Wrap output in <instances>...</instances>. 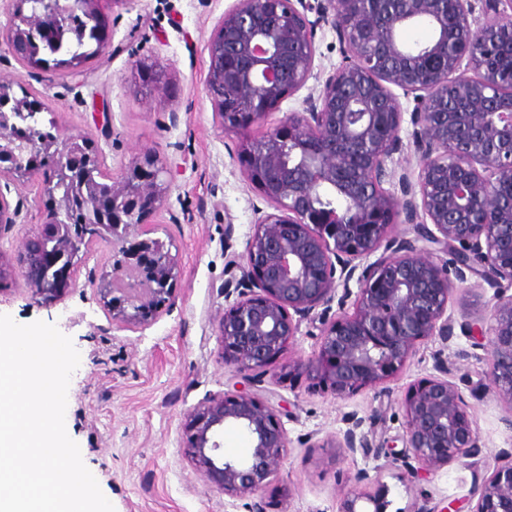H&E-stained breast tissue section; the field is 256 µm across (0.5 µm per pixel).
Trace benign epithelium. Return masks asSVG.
<instances>
[{
	"label": "benign epithelium",
	"instance_id": "benign-epithelium-1",
	"mask_svg": "<svg viewBox=\"0 0 512 512\" xmlns=\"http://www.w3.org/2000/svg\"><path fill=\"white\" fill-rule=\"evenodd\" d=\"M125 2L9 0L8 45L27 66L42 67L38 46L62 49L67 29L80 27L102 51L111 11ZM482 2L478 15L474 0H234L210 35L204 89L227 135L262 123L306 85L318 22L331 21L349 50L301 109L261 139L240 142L247 177L272 208L257 218L242 260L228 264L246 288L217 325L224 359L246 377L242 388L185 414L183 448L210 489L252 498L251 512H266L259 493L289 447L279 411L256 382L290 350L304 320L318 324L319 349L294 370L339 399L384 384L435 337L478 331L487 338L490 390L512 412V60L500 51L512 44V13L500 8L503 0ZM418 24L431 28L430 40L404 43L402 31ZM173 80L151 53L130 68V87L150 103ZM16 85L0 76V176L38 178L48 206L16 254L0 252V292L20 276L41 303L61 299L75 286V259L101 228L112 234V276L93 281L98 299L118 326L147 323L175 303L178 254L147 237L144 224L164 204L178 165L145 151L121 174L104 175L90 140L71 136L60 145L29 121L34 112ZM407 145L421 158L415 182L388 166ZM397 224L412 226L414 237L395 235ZM469 274L494 289L486 327L448 315L456 284ZM435 367L439 376L405 400V451L373 447L355 413L344 416L332 447L382 454L408 478L473 455L480 440L470 405L448 379V362L438 356ZM226 425L250 438L249 457L220 454ZM495 461L473 490V512H512V448ZM350 482L339 512H387L386 485L367 490L366 470Z\"/></svg>",
	"mask_w": 512,
	"mask_h": 512
}]
</instances>
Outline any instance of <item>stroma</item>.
I'll return each mask as SVG.
<instances>
[{
	"instance_id": "35a3bbf8",
	"label": "stroma",
	"mask_w": 512,
	"mask_h": 512,
	"mask_svg": "<svg viewBox=\"0 0 512 512\" xmlns=\"http://www.w3.org/2000/svg\"><path fill=\"white\" fill-rule=\"evenodd\" d=\"M0 0V74L17 78L40 109L42 123H54L59 138L83 135L99 150L105 174H118L144 150L175 160L179 169L160 209L149 219L151 237L177 250L180 273L176 303L147 324L117 328L100 306L93 280L112 265V241L94 239L75 270L76 286L60 302H37L23 280L0 294V314L19 324L44 321L71 338L80 354L72 374L65 421L67 433L83 449L84 465L96 478L115 512H249V498L210 489L183 456L185 413L211 394L240 388L237 365L222 354L217 322L229 301L224 273L241 256L259 209L266 203L245 175L239 155L242 138H261L285 113L300 109L306 94L318 92L347 49L330 24L316 29L314 69L303 91L286 99L264 123L245 136L219 129L204 91L207 43L234 0H126L112 14V40L79 73L65 66L30 69L11 52L5 38L11 22ZM150 52L176 73L169 99L180 116L163 126L160 109L150 108L129 89L133 60ZM9 204H22L16 224L0 228V251L14 254L23 235L39 221L43 203L37 179L13 180ZM494 291L479 277L456 289L448 306L453 318L487 317ZM318 351L317 329L302 323L288 357L280 359L260 388L281 408L290 440L281 469L262 492L267 512H339L349 490L344 478L374 469V458L346 454L330 445L342 418L354 412L374 445L401 444L404 402L417 384L434 378L436 357L453 364L469 385L465 396L480 439L467 463H452L415 482L386 469L393 512L413 504L445 506L456 501L471 512L475 483L492 471L495 454L512 448L511 411L490 390L486 352L474 338L422 344L393 379L348 398H336L321 383L293 371L292 361Z\"/></svg>"
}]
</instances>
